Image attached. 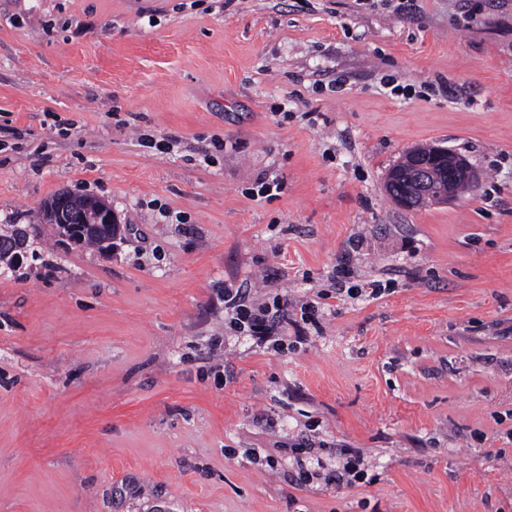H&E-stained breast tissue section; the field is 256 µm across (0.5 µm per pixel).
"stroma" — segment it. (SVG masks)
Instances as JSON below:
<instances>
[{
  "instance_id": "stroma-1",
  "label": "stroma",
  "mask_w": 512,
  "mask_h": 512,
  "mask_svg": "<svg viewBox=\"0 0 512 512\" xmlns=\"http://www.w3.org/2000/svg\"><path fill=\"white\" fill-rule=\"evenodd\" d=\"M398 3L0 0V512H512V0ZM425 145L480 183L399 208ZM228 282L317 322L256 345ZM67 191L56 194L55 198L44 204L42 207L43 216H46L50 224H54L61 240L66 243L79 244L84 239V245H92L103 251H112L116 239L120 235V225L112 212V207L104 200L92 197L86 212L80 214L73 213L69 210L67 202L75 211L85 210V201L83 196H74ZM80 225L84 231V235H73V226ZM105 225V229L102 227ZM103 231V233H102ZM88 234L89 236L85 235ZM102 234V241L97 237ZM82 243V244H83ZM348 451L350 456L343 464L342 469H337L336 474L325 477L324 481L326 484L336 483L337 487L342 485L352 487L358 479H361V470H357L356 465L362 463L364 454L359 448H349Z\"/></svg>"
}]
</instances>
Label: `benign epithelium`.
I'll return each instance as SVG.
<instances>
[{
	"mask_svg": "<svg viewBox=\"0 0 512 512\" xmlns=\"http://www.w3.org/2000/svg\"><path fill=\"white\" fill-rule=\"evenodd\" d=\"M410 160H400L386 176V190L400 208L410 209L415 196L423 201L448 202L457 196L461 183L475 184L478 173L461 156L435 146L417 147L409 151ZM70 193L62 191L43 205L42 213L56 227L61 240L78 244L81 235L73 234L79 225L90 236H102L103 251H112L120 235V225L112 207L100 198H92L86 211L76 214L69 210Z\"/></svg>",
	"mask_w": 512,
	"mask_h": 512,
	"instance_id": "1",
	"label": "benign epithelium"
}]
</instances>
